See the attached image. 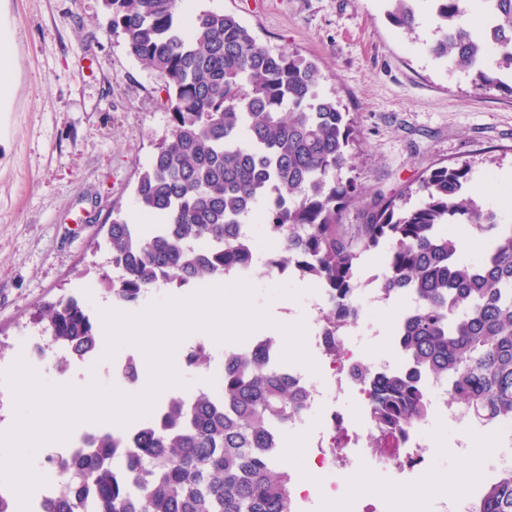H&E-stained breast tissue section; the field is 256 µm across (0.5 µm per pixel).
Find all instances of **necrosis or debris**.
Here are the masks:
<instances>
[{
  "mask_svg": "<svg viewBox=\"0 0 512 512\" xmlns=\"http://www.w3.org/2000/svg\"><path fill=\"white\" fill-rule=\"evenodd\" d=\"M373 333L369 324L357 321L353 330L342 332L337 338L343 355L334 359L323 353L318 356L337 389L360 399L365 396L360 374L371 364L364 353V345ZM309 408L323 416L328 431L318 436L307 449L306 456L311 465L332 477L330 483L320 486L318 494L307 490L301 492L300 499L306 503L309 512H397L393 499L386 493V486L403 481L406 474L426 465L433 453L431 440L412 430L407 432L402 447L374 448L370 442L376 426L368 411H361L354 419H345L339 409L325 404L320 392L315 390L310 393ZM485 439L488 447L482 476L459 482L453 491L440 489L437 512H471L481 481L512 469V421L500 422L486 433ZM355 449L361 452L362 465L381 470L383 483L363 489L360 498L351 502L347 500L338 477L349 468V454Z\"/></svg>",
  "mask_w": 512,
  "mask_h": 512,
  "instance_id": "necrosis-or-debris-1",
  "label": "necrosis or debris"
}]
</instances>
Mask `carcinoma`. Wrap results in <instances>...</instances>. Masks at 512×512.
Segmentation results:
<instances>
[{
  "label": "carcinoma",
  "instance_id": "carcinoma-1",
  "mask_svg": "<svg viewBox=\"0 0 512 512\" xmlns=\"http://www.w3.org/2000/svg\"><path fill=\"white\" fill-rule=\"evenodd\" d=\"M102 2L112 32L160 80L169 115L135 190L140 213L161 221L132 224L112 211L106 247L121 274L102 275L104 293L131 304L157 288L229 277L247 266L244 224L258 219L281 242L275 268L326 290L322 336L334 356L336 335L357 320L360 259L385 244L380 287L412 297L416 309L397 334L403 367L364 378L378 427L371 445L428 418L433 380L476 422L512 420V224L476 204L470 169L438 163L396 195L375 194L363 223L347 228L343 214L362 196L347 176L358 130L321 90L315 63L271 52L232 13L185 17L180 0ZM391 2L388 19L413 33L417 0ZM433 2L435 58L495 86L491 46L512 79V0H479L476 22L465 20V0ZM459 218L480 234L495 231L477 263L462 260V244L444 229ZM38 322L50 337L44 357L60 375L70 357L99 348L98 323L74 297L40 307ZM308 400L270 349H227L219 393L171 399L123 446L107 432L83 437L88 447L74 453L47 512H296L279 463L283 431ZM473 512H512V471Z\"/></svg>",
  "mask_w": 512,
  "mask_h": 512
}]
</instances>
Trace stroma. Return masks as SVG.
I'll use <instances>...</instances> for the list:
<instances>
[{
  "mask_svg": "<svg viewBox=\"0 0 512 512\" xmlns=\"http://www.w3.org/2000/svg\"><path fill=\"white\" fill-rule=\"evenodd\" d=\"M235 14L271 51L315 62L324 93L354 116L360 147L354 171L367 195L393 194L436 162L471 169L470 190L485 209L512 173V92L479 89L473 70L433 57L438 21L421 0L407 35L386 18L387 0H184ZM14 42L17 74L9 111L0 112V366L29 355L42 327L38 306L75 297L100 314L98 282L108 270L106 219L134 213L139 171L168 133L165 94L153 72L113 35L102 0H0V30ZM253 304L304 310L311 295L292 275L255 278ZM197 339H182L173 362L187 395L213 392L224 344L206 339L210 364L188 365ZM42 381L112 383V362L96 353ZM432 461L402 482L412 490L469 478L475 465L443 453L455 433L437 416L421 425Z\"/></svg>",
  "mask_w": 512,
  "mask_h": 512,
  "instance_id": "stroma-1",
  "label": "stroma"
}]
</instances>
